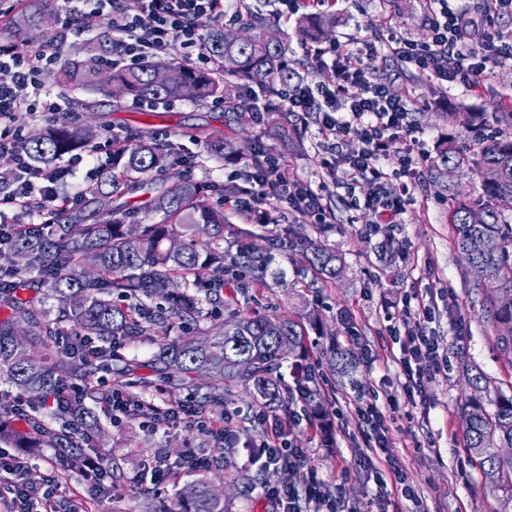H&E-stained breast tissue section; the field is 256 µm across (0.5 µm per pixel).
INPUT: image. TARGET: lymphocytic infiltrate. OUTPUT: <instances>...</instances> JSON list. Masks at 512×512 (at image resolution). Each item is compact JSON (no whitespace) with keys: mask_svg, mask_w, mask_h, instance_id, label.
<instances>
[{"mask_svg":"<svg viewBox=\"0 0 512 512\" xmlns=\"http://www.w3.org/2000/svg\"><path fill=\"white\" fill-rule=\"evenodd\" d=\"M136 11H129L119 0H102L107 12L105 20L112 32V59L133 64L139 60L168 53L175 48L196 49V63L210 65L211 59L200 52V18L220 19L224 16V0H137ZM428 23L429 38L418 42L407 37L391 38L393 56L430 73L439 80L454 78L469 88H479L495 60L512 57V41L504 39L495 29L501 16L512 13V0H482L479 17L449 8L448 0H421ZM56 58L44 45L20 53L0 43V155L10 157L17 175L11 194L0 197V225L9 226L10 215L33 201L54 203L59 199L55 182L32 169L27 156L19 150L20 117H35L43 112L59 111L57 102L44 99L39 75ZM378 49L374 42L362 41L342 53L335 65L330 84L310 87L301 85L285 92L281 107L291 112H313L317 115V135L329 142L354 135L362 143L351 155L329 153L318 155V166L348 192L363 189L364 204L377 216L370 232H378L380 224L392 222L400 215L421 181L422 168L428 156L420 148V139L409 121L416 107L411 96L390 92L384 81L375 79ZM399 146V171L404 179L392 184L391 174L383 161L391 144ZM125 144L117 135L103 136L92 151L71 157L63 169L73 175L79 170L87 174L104 173L103 157L122 152ZM241 174L245 185L233 201L244 219H260L273 201L285 200L288 214L296 221L323 224L327 221L322 196L296 180L287 177L281 160L265 152L262 161L246 159ZM392 336L400 337L402 355L399 359L401 383L408 406L424 401L423 379L439 373L444 359L437 340L413 330L391 327ZM112 411L145 419L161 427L189 416L191 405L172 402L166 411L156 405L130 398L121 385L112 387ZM369 439V456L365 461L374 468L379 482H391L402 495L412 496L405 484L402 469L387 444L386 416L371 401L359 400L355 406ZM252 418L264 425V438L253 446L246 465L263 462L268 467H293L304 463V449L291 447L282 422L270 420L264 411ZM27 458L17 452L0 451V502L8 504L9 512H54L57 486L29 485L25 476ZM278 512H336L331 496L320 481L308 485L305 496L288 487L266 489Z\"/></svg>","mask_w":512,"mask_h":512,"instance_id":"f902f5d3","label":"lymphocytic infiltrate"}]
</instances>
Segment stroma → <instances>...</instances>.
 Returning <instances> with one entry per match:
<instances>
[{
  "instance_id": "obj_1",
  "label": "stroma",
  "mask_w": 512,
  "mask_h": 512,
  "mask_svg": "<svg viewBox=\"0 0 512 512\" xmlns=\"http://www.w3.org/2000/svg\"><path fill=\"white\" fill-rule=\"evenodd\" d=\"M249 4L261 9L280 32L288 44L289 61H303L311 42L300 36L295 20L314 14L308 0H298L296 17L288 22L279 18L280 0H249ZM96 7L95 0H82L85 25L68 30L64 27L69 13L67 0L45 4L44 14L53 30L64 35L61 52L103 34ZM334 10L340 22L320 43L329 63L338 46L355 39L374 37L383 42L394 34L423 41L428 36L420 17V0H337ZM379 66L380 76L388 79L395 94L409 92L417 100L420 109L412 113L411 121L420 132L424 151L431 155L441 144L460 137L462 130L453 122L452 113H475L491 133L499 106L512 102V59L494 63L476 94L455 82L441 85L392 56ZM39 82L43 92L57 99L62 109L25 121V134L64 117L121 136L134 129L144 130L175 144L178 153L191 163L193 177L206 186L227 182L230 173L241 168L239 156H209L204 148L207 139L221 137L238 145L263 143L281 157L291 177L324 195L333 225L323 241L344 260L335 283L307 288L299 265L285 253H276L264 275V286L252 291L251 312L272 318L310 314L318 319L306 338L315 366V374L306 385L322 402L331 434L323 436L319 426L304 418L292 423L290 439L294 447L305 449V464L278 469L245 465L248 450L261 439L263 429L248 417L254 403L249 391L240 385L227 397L224 408L240 409L241 415L220 448L214 445L213 431L194 423L155 429L138 419L116 421L111 413L104 412L100 415L99 443L101 452L112 457V491L95 500L92 512H156L159 500H176L202 475L216 492L232 499L233 512H272L264 496L265 487L286 485L302 493L315 475L335 496L340 512H362L377 496L383 498L387 512H502V492L484 483L478 465L465 449L460 405L468 391V371L482 373L491 386L503 388L512 383V368L495 345L480 295L464 279L463 260L454 247L448 221L447 199L432 187L426 194H414L396 224L368 234L364 226L373 219L371 211L355 206L347 190L327 181L310 161L319 146L313 119L301 122L300 135L283 140L270 133L267 123H238L233 113L209 102L184 98L149 106L126 96L69 92L55 84L48 69ZM414 294L435 308L434 318L419 323L418 329L438 341L448 366L425 378L428 399L413 408L403 403L400 348L387 327L399 322L403 299ZM450 296L455 305L449 309L445 303ZM351 327L362 345L376 355L374 364L348 357L347 330ZM372 390L379 393V405L391 399L399 404L389 423V442L415 498L398 495L393 486L377 482L362 460L366 442L348 403ZM206 391L207 380L201 374L190 375L185 385L175 390L140 384L129 389L130 394L161 407L175 400H200ZM162 450H191L208 459L209 465L201 473L180 471L177 477L166 480L159 494L134 484V477L146 474L148 455ZM344 464L349 475L342 481L338 470Z\"/></svg>"
}]
</instances>
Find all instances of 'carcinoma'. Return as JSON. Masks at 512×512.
<instances>
[{
  "label": "carcinoma",
  "mask_w": 512,
  "mask_h": 512,
  "mask_svg": "<svg viewBox=\"0 0 512 512\" xmlns=\"http://www.w3.org/2000/svg\"><path fill=\"white\" fill-rule=\"evenodd\" d=\"M20 26L39 32L49 41L57 35L40 29L36 13L19 14ZM246 30L245 44L224 40V28L216 26L205 43L215 65L198 71L186 63L147 59L135 66L106 63L102 50L93 44L80 48L78 57L67 58L58 82L75 90L112 97L162 103L185 96L198 101L224 97L230 112H251L256 102L242 95L224 96L228 80L238 89L252 87L265 95L291 84L296 71L287 58V44L263 14L247 9L234 20ZM309 35L321 39L336 27V15L319 12L303 20ZM163 69L166 83L158 86L153 73ZM467 136L448 142L431 160L430 181L448 199V213L457 251L466 256L472 288L483 297V307L494 330L502 325L512 331V111L500 112L499 135L486 141L458 112ZM97 131L67 119L25 138L22 149L32 165L48 175L56 163L75 151L89 150ZM125 152L112 159V171L102 182L79 194L72 205H59L44 224H25L16 217L20 231L0 238V373L20 390L32 395L31 410L23 428L0 427V444L7 448H54L66 460L64 472L78 470L100 431V418L86 406L107 394L93 383L96 370L112 361L111 344L119 339L153 335L155 327L173 321L196 322L205 307L224 309V323L213 343L201 346L196 339L164 337L158 343L156 372L163 379L204 371L211 379L209 393L200 402V413L223 410L225 396L238 384L249 389L256 404L271 412L288 414L290 392L277 370L284 355L279 343L286 339L290 351L305 348V328L293 318L277 326L269 317L247 315L239 299H224V275L239 267L263 270L271 262L266 249L252 247L228 257L224 244L241 234L226 221L224 208L213 205L200 183L189 174L177 176L171 185L150 182L143 216L120 202L137 175L154 171L164 175L181 160L169 142L147 140L139 134L126 137ZM483 170L480 188L465 193L448 172L470 165ZM160 220H153V216ZM137 233L128 232V220ZM276 245L304 263L313 281L336 280L343 269L336 250L295 231L282 230ZM98 257L95 271L84 268L88 253ZM163 299L166 307L153 309L146 298ZM58 304L49 317L46 300ZM26 327L27 344L14 343L18 325ZM84 336L96 343L91 352L76 350L70 337ZM254 358L251 374L236 371L235 359ZM80 382V396L70 395L68 385ZM486 379L480 373L468 378L470 393L462 400L466 450L475 458L485 482L512 501V384L509 392L498 390L487 399ZM196 493L181 497L166 512H229L224 501L210 493L209 482H195Z\"/></svg>",
  "instance_id": "obj_1"
}]
</instances>
